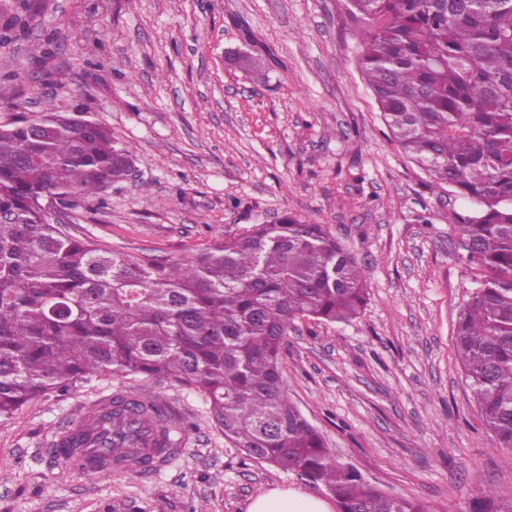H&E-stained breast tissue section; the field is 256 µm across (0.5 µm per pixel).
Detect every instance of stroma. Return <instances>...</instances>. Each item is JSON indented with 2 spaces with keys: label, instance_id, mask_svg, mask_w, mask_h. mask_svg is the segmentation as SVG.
I'll return each instance as SVG.
<instances>
[{
  "label": "stroma",
  "instance_id": "obj_1",
  "mask_svg": "<svg viewBox=\"0 0 512 512\" xmlns=\"http://www.w3.org/2000/svg\"><path fill=\"white\" fill-rule=\"evenodd\" d=\"M346 0H41L0 73L17 109L84 111L133 154L81 235L131 257L187 258L226 230L290 213L364 266L351 323L288 335V395L328 448L379 489L471 512L512 496V451L483 424L454 350L470 285L455 248L466 201L435 188L384 124L358 65ZM262 54L264 74L243 55ZM149 390L185 431L164 466L108 478L50 456L56 437L119 391ZM296 474L227 448L203 395L171 378L100 374L0 421V512H247Z\"/></svg>",
  "mask_w": 512,
  "mask_h": 512
}]
</instances>
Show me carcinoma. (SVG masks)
Instances as JSON below:
<instances>
[{
	"mask_svg": "<svg viewBox=\"0 0 512 512\" xmlns=\"http://www.w3.org/2000/svg\"><path fill=\"white\" fill-rule=\"evenodd\" d=\"M359 66L402 151L470 207L458 247L471 271L455 350L484 425L512 451V0H347ZM40 127L0 125V420L96 373L173 377L203 394L225 447L297 473L336 512H432L341 462L291 402L281 351L298 321L346 323L365 269L323 224L284 213L178 261L134 260L61 229L46 204L100 200L131 169L112 131L48 100ZM104 460L148 463L182 431L149 391L94 411Z\"/></svg>",
	"mask_w": 512,
	"mask_h": 512,
	"instance_id": "carcinoma-1",
	"label": "carcinoma"
}]
</instances>
